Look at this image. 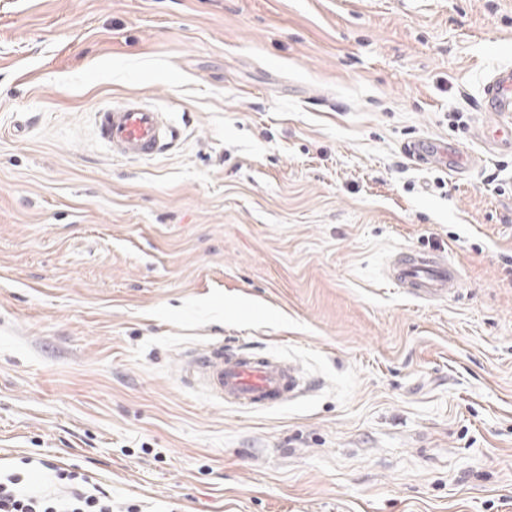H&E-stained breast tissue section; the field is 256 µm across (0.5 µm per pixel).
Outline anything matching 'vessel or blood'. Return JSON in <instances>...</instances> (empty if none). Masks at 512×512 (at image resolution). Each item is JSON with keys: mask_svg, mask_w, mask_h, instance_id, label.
I'll use <instances>...</instances> for the list:
<instances>
[{"mask_svg": "<svg viewBox=\"0 0 512 512\" xmlns=\"http://www.w3.org/2000/svg\"><path fill=\"white\" fill-rule=\"evenodd\" d=\"M481 108L504 117L503 127L512 133L511 67L490 76L483 88ZM93 122L99 139L112 154L128 160L161 155L174 145L178 136L177 129L165 122L161 112L135 96L97 110ZM405 152L413 159L443 163L459 175L475 162L473 155L452 140L418 139L407 144ZM386 278L396 288L423 301L447 298L462 285L457 264L444 255L412 248L402 249L393 256ZM188 372L213 397L244 409L279 406L310 389L300 372L277 356L227 352L214 345L191 354Z\"/></svg>", "mask_w": 512, "mask_h": 512, "instance_id": "1", "label": "vessel or blood"}]
</instances>
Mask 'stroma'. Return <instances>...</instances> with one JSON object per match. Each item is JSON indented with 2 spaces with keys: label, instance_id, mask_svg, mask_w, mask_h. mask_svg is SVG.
Segmentation results:
<instances>
[{
  "label": "stroma",
  "instance_id": "1",
  "mask_svg": "<svg viewBox=\"0 0 512 512\" xmlns=\"http://www.w3.org/2000/svg\"><path fill=\"white\" fill-rule=\"evenodd\" d=\"M504 66L512 0H0V471H79L113 512H512ZM128 96L174 150L103 146ZM404 248L459 293L394 288ZM217 343L313 388L221 403L181 373ZM481 109L484 112H498V115L507 120L503 123V127L498 128V132L502 133V129H507L510 133V144L512 134V68H504L493 73L483 88V98ZM405 152L410 159L443 163L448 166L449 171L460 176L472 168L475 162L473 155L452 140L418 139L407 144ZM386 279L396 288L423 301L441 300L462 285L461 270L446 256L433 251L405 248L386 269Z\"/></svg>",
  "mask_w": 512,
  "mask_h": 512
}]
</instances>
